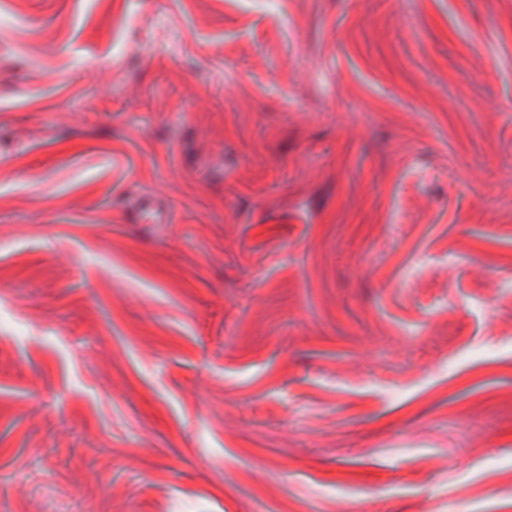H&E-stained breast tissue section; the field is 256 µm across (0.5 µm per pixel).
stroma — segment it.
<instances>
[{"label":"stroma","mask_w":512,"mask_h":512,"mask_svg":"<svg viewBox=\"0 0 512 512\" xmlns=\"http://www.w3.org/2000/svg\"><path fill=\"white\" fill-rule=\"evenodd\" d=\"M0 512H512V0H0Z\"/></svg>","instance_id":"1"}]
</instances>
